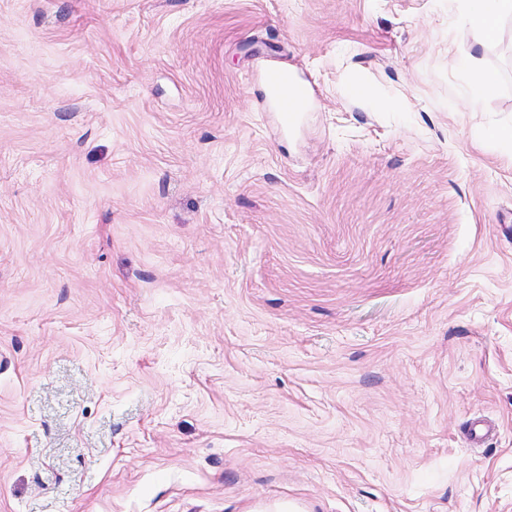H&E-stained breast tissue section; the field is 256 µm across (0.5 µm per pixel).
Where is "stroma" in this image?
I'll return each mask as SVG.
<instances>
[{
	"label": "stroma",
	"instance_id": "obj_1",
	"mask_svg": "<svg viewBox=\"0 0 512 512\" xmlns=\"http://www.w3.org/2000/svg\"><path fill=\"white\" fill-rule=\"evenodd\" d=\"M500 125L461 0H0V512H512ZM462 65L469 66L473 70V80L477 86L481 98L495 96L499 89L498 73L492 69H482L472 66L468 59L462 60ZM270 89L275 94L276 106L279 112H284L288 121H293L300 116L303 105V93L300 89L288 86L285 83L284 73L270 71L266 75Z\"/></svg>",
	"mask_w": 512,
	"mask_h": 512
}]
</instances>
